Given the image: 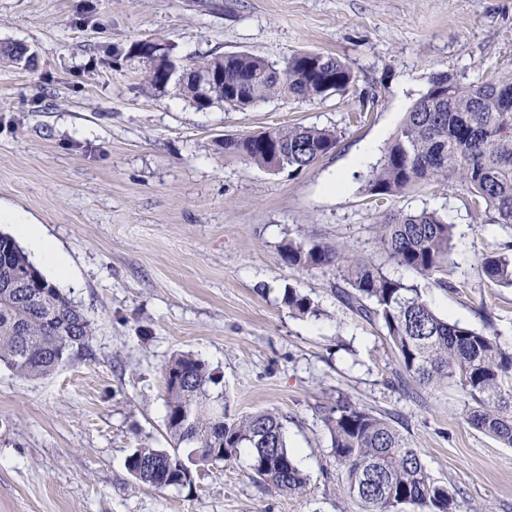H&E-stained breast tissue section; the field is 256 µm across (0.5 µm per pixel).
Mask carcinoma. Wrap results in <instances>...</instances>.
I'll use <instances>...</instances> for the list:
<instances>
[{"instance_id": "carcinoma-1", "label": "carcinoma", "mask_w": 512, "mask_h": 512, "mask_svg": "<svg viewBox=\"0 0 512 512\" xmlns=\"http://www.w3.org/2000/svg\"><path fill=\"white\" fill-rule=\"evenodd\" d=\"M185 95L199 109L215 103L247 108L288 96L315 100L344 92L351 68L328 54L301 51L284 69L251 54L215 56L189 69L172 64ZM221 73L224 84L199 96L195 78ZM335 131L308 126L272 128L224 139V152L269 170L301 171L330 153ZM443 181L467 189L492 211L495 223L512 225V75L465 83L452 73L431 76L364 183L383 199L421 183ZM454 226L435 211L398 212L375 225L387 260L432 277L453 249ZM281 261L292 267L331 268L344 287L342 300L363 319L379 324L396 351L397 386L407 391L451 384L468 399L466 422L512 447V345L498 333L475 330L439 316L421 293L384 273L372 260L345 250L288 241ZM482 275L512 287V249L483 256ZM298 316L318 309L294 288L284 291ZM94 322L30 262L14 238L0 235V364L22 378L45 377L89 347ZM169 448L140 447L127 457L129 473L157 490L192 488L194 471L250 451L254 479L284 494H299L308 478L295 464L280 417L256 412L238 417L215 392L220 377L205 361L179 354L163 368ZM331 450L341 469L340 490L365 512H454V494L436 481L419 451L385 417L341 398L324 414Z\"/></svg>"}]
</instances>
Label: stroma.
<instances>
[{
    "instance_id": "1",
    "label": "stroma",
    "mask_w": 512,
    "mask_h": 512,
    "mask_svg": "<svg viewBox=\"0 0 512 512\" xmlns=\"http://www.w3.org/2000/svg\"><path fill=\"white\" fill-rule=\"evenodd\" d=\"M167 44L179 66L251 53L340 57L342 94L200 109L175 83L145 82L134 44ZM0 205L41 224L67 259L60 289L96 324L85 354L43 378L0 367V512H363L338 492L318 410L343 396L386 417L455 494L454 512H512V447L464 422L453 386L406 397L381 328L336 294L335 271L290 267L305 236L366 256L420 288L439 315L512 345V287L479 260L512 246L471 194L432 183L378 201L363 190L406 113L439 72L512 73V0H0ZM334 130L310 168L272 172L220 141L272 127ZM341 184H334L335 176ZM437 211L454 226L447 287L388 262L374 226ZM319 313L300 317L285 289ZM179 353L221 377L236 415L272 411L308 475L303 493L259 484L240 449L190 489L137 482L134 448L168 445L162 369Z\"/></svg>"
}]
</instances>
